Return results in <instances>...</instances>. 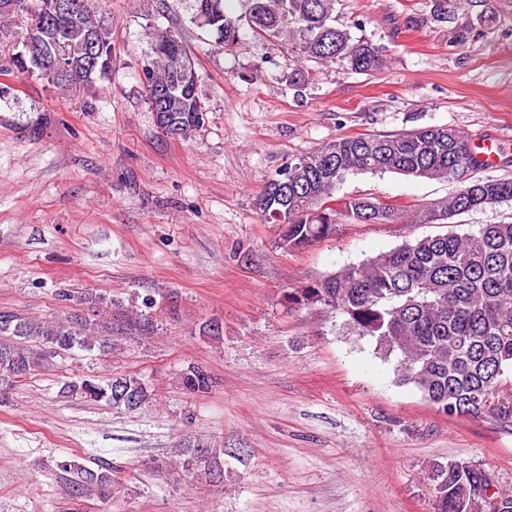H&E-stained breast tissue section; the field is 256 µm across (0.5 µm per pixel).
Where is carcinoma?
<instances>
[{
  "instance_id": "obj_1",
  "label": "carcinoma",
  "mask_w": 512,
  "mask_h": 512,
  "mask_svg": "<svg viewBox=\"0 0 512 512\" xmlns=\"http://www.w3.org/2000/svg\"><path fill=\"white\" fill-rule=\"evenodd\" d=\"M48 0H26L11 15L23 23L30 56L50 64L27 68L63 91L77 89L112 72L111 32L92 0H76L78 14L50 18ZM226 0H189L191 21L204 27L215 43L232 47L240 39V22L253 33L283 43L303 61H342L358 73L387 68L388 59L366 40L332 24L337 0H247L245 17L233 16ZM98 42L94 63L83 46ZM194 67L181 34L153 32L143 58V90L150 108L164 97L166 111L156 125L170 137L188 140L203 126L207 109L198 79L180 80L176 62ZM468 165L465 178L448 196L417 206L410 213L375 197L336 199V187L350 174L393 172L406 177L450 181L449 172ZM483 165L469 140L450 126H430L387 134L342 136L296 156L267 178L257 196L264 220L281 228L279 247L295 252L336 236L341 224H433L463 213L512 201V178L479 176ZM290 308L320 306L345 317L350 333L369 338L384 359L397 358V379L412 385L435 408L450 416L493 418L512 430V388L504 376L512 371V223L484 224L476 230H448L381 253L367 261L288 292ZM58 300L79 309L65 317L32 318L0 311V382L15 385L56 357L79 350L107 355L118 342L150 336L156 328L146 311L112 309V299L97 293L63 290ZM213 379L200 364L183 372V385L196 396L211 391ZM70 392L114 409L134 412L152 400L150 386L132 375L102 381L81 379ZM210 444L187 440L177 457L183 471L211 485L224 482V449L209 458ZM72 475L71 491L112 490L109 467L96 469L76 461L62 463ZM432 491L437 512H512V488L494 487L486 496L476 489L492 484V474L473 464L450 460L433 466Z\"/></svg>"
}]
</instances>
